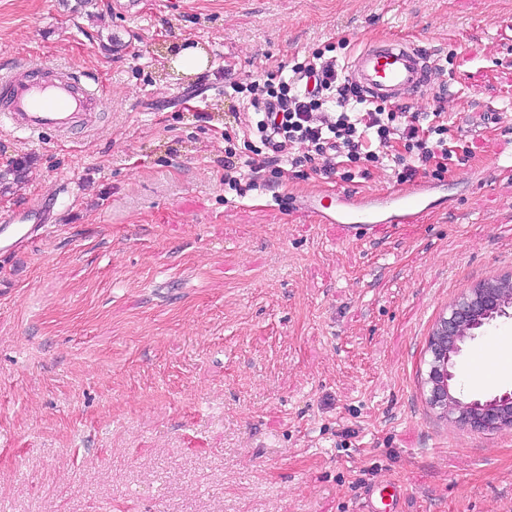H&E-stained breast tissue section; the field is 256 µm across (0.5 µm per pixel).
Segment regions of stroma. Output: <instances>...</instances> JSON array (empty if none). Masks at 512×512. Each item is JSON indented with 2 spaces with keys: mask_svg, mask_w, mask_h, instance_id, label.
I'll return each mask as SVG.
<instances>
[{
  "mask_svg": "<svg viewBox=\"0 0 512 512\" xmlns=\"http://www.w3.org/2000/svg\"><path fill=\"white\" fill-rule=\"evenodd\" d=\"M404 36L429 57L467 164L411 224H321L297 202L400 184L284 172L224 189L225 75L346 40ZM198 48L182 75L168 54ZM95 75L103 109L68 138L0 130V217L55 196L57 223L0 253V512H512V428L430 401L428 340L477 284L512 273V0H0V74ZM453 393L512 389L475 353ZM388 489L386 494H383L382 491ZM402 490L401 487L395 483H389L382 487L380 490V502L383 505V511L377 509L374 505L373 501V491L369 493L367 500L365 501L363 511L361 512H400L397 509V505L401 499ZM387 497V500L384 501V497Z\"/></svg>",
  "mask_w": 512,
  "mask_h": 512,
  "instance_id": "obj_1",
  "label": "stroma"
}]
</instances>
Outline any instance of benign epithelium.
I'll list each match as a JSON object with an SVG mask.
<instances>
[{
    "mask_svg": "<svg viewBox=\"0 0 512 512\" xmlns=\"http://www.w3.org/2000/svg\"><path fill=\"white\" fill-rule=\"evenodd\" d=\"M512 317V275L463 294L436 324L428 342L430 403L444 413L460 411L476 431L512 427V390L485 400L462 402L451 393L455 357L477 331L499 317Z\"/></svg>",
    "mask_w": 512,
    "mask_h": 512,
    "instance_id": "benign-epithelium-1",
    "label": "benign epithelium"
}]
</instances>
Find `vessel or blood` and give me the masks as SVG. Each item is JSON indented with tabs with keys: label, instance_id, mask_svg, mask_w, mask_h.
Instances as JSON below:
<instances>
[{
	"label": "vessel or blood",
	"instance_id": "obj_1",
	"mask_svg": "<svg viewBox=\"0 0 512 512\" xmlns=\"http://www.w3.org/2000/svg\"><path fill=\"white\" fill-rule=\"evenodd\" d=\"M347 77L373 100L401 102L425 95L432 68L421 46L392 37L366 43L351 58ZM102 105L97 84L82 75L50 67L35 72L26 65L0 85V128L30 136L63 132ZM434 190L433 184L419 183L364 195L320 192L303 198L301 206L322 224H407L428 210ZM53 216L47 201L12 211L0 219V246L15 249Z\"/></svg>",
	"mask_w": 512,
	"mask_h": 512
}]
</instances>
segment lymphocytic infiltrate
Wrapping results in <instances>:
<instances>
[{"label": "lymphocytic infiltrate", "instance_id": "1", "mask_svg": "<svg viewBox=\"0 0 512 512\" xmlns=\"http://www.w3.org/2000/svg\"><path fill=\"white\" fill-rule=\"evenodd\" d=\"M233 124L224 132V185L237 196L260 189L262 171L281 164L327 177L393 169L397 182L443 179L467 153L448 139L442 107L431 112L407 103L369 99L344 76L336 57L313 49L291 69L267 67L245 82H231ZM243 141L250 153L235 146ZM351 169L339 172L340 161Z\"/></svg>", "mask_w": 512, "mask_h": 512}]
</instances>
